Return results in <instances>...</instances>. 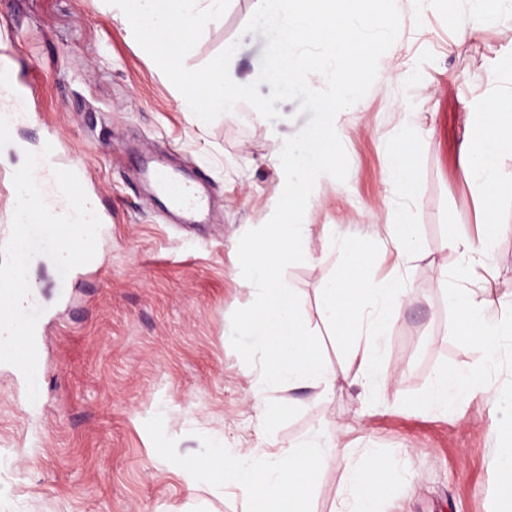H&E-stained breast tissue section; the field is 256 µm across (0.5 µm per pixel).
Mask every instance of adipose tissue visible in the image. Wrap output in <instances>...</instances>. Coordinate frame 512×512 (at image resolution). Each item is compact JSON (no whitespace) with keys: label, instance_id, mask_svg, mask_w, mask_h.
Segmentation results:
<instances>
[{"label":"adipose tissue","instance_id":"adipose-tissue-1","mask_svg":"<svg viewBox=\"0 0 512 512\" xmlns=\"http://www.w3.org/2000/svg\"><path fill=\"white\" fill-rule=\"evenodd\" d=\"M512 142V113H487L468 159L479 191L492 198L499 191L500 178L494 164L495 145ZM386 152L391 159L390 182L400 190L410 188L414 153L410 134L389 141ZM347 262L341 277L326 279L322 288V317L328 324L344 322L349 310H357L360 326L352 327V335L366 334L364 348L355 350L358 373L364 389L372 394L387 393L393 375L381 370L377 360L387 339V320L408 296L409 291L399 282L379 284L366 273L360 257L359 243L344 245ZM464 335L470 336L482 351L477 370L456 377L437 373L428 390L427 401L433 410L444 412L485 379L496 363L503 336L512 334V316L499 310L491 288L469 291L465 306L458 317ZM328 446L321 435L301 437L292 449L273 453L261 446L250 448L225 447L223 439H215L213 452L222 462L221 469L209 465L181 466L188 487L213 481L232 487L251 503V512H308L305 475L310 474ZM389 461L373 456L366 467L347 466L346 479L351 502L348 512H376L372 484L379 474L391 473Z\"/></svg>","mask_w":512,"mask_h":512}]
</instances>
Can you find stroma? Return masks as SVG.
Masks as SVG:
<instances>
[{"label": "stroma", "instance_id": "obj_1", "mask_svg": "<svg viewBox=\"0 0 512 512\" xmlns=\"http://www.w3.org/2000/svg\"><path fill=\"white\" fill-rule=\"evenodd\" d=\"M395 52L369 92L336 117L349 160L346 181H317L304 221V262L284 279L305 325L336 370L325 399L313 387L250 394L259 367L230 342L231 316L252 302L236 277L238 243L272 215L285 138L308 121L294 101L281 118L255 120L249 105L212 123L184 112L173 84L104 0H0V53L16 57L26 109L0 141V247L11 234L13 173L24 152L56 150L49 167L78 172L101 216L98 260L59 276L36 256L29 277L47 315L38 403L18 368L0 363V512H245L233 489L188 488L177 462L207 463L212 437L228 448L276 451L325 428L334 446L307 489L310 512H339L346 463L385 455L396 482L380 480L378 512H505L488 464L512 447L494 401L512 393V350L502 349L482 388L442 414L424 402L438 372H468L481 355L458 329L454 303L469 285L450 238L489 240L494 294L512 303V148L495 156L501 187L484 199L467 153L481 115L512 92V16L481 18L476 0H401ZM255 0H231L185 63L196 69L226 43L236 83L256 79L266 39L245 33ZM415 129L408 194L389 183L385 142ZM166 153L212 197L205 224L170 223L140 175V156ZM412 224L399 254L386 225ZM362 241L370 275L398 276L410 295L389 319L379 361L395 372L387 395L365 397L351 340L321 317V282L345 263L334 240ZM271 420L258 428V411ZM498 435H490L491 426Z\"/></svg>", "mask_w": 512, "mask_h": 512}]
</instances>
